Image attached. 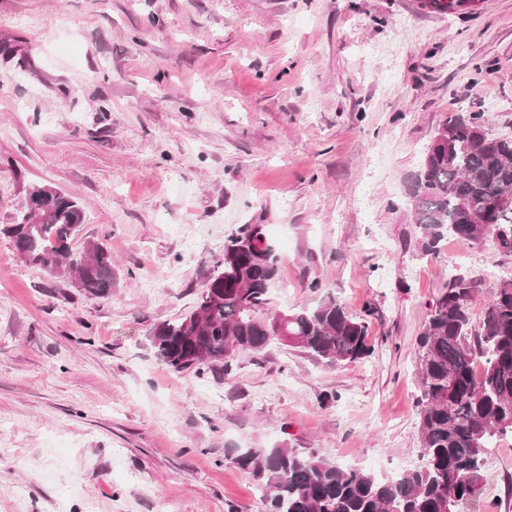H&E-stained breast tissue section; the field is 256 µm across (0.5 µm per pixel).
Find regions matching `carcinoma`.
Masks as SVG:
<instances>
[{
  "label": "carcinoma",
  "mask_w": 512,
  "mask_h": 512,
  "mask_svg": "<svg viewBox=\"0 0 512 512\" xmlns=\"http://www.w3.org/2000/svg\"><path fill=\"white\" fill-rule=\"evenodd\" d=\"M486 124L483 112L449 113L407 181L426 255L448 237L471 244L487 234L498 252L512 256V204L499 202L512 190V138L491 135ZM26 194L35 199L34 212L22 209L0 228L18 255L51 275L76 277L85 293L110 294L109 248L101 241L72 246L85 221L81 202L47 185H31ZM264 238L262 224L227 237L226 259L204 284V315L191 310L152 328L159 361L198 376L218 366L227 371V347L259 354L285 334L286 346L327 365L369 355L368 324L332 295L313 307L256 317L278 274L277 255ZM484 287L482 279L457 273L428 303L415 371L422 466L384 478L285 444L235 449L227 462L263 484L270 512H476L489 494L483 455L494 439L512 437V280L491 288L475 323L471 304Z\"/></svg>",
  "instance_id": "obj_1"
}]
</instances>
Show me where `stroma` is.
Segmentation results:
<instances>
[{"label":"stroma","instance_id":"stroma-1","mask_svg":"<svg viewBox=\"0 0 512 512\" xmlns=\"http://www.w3.org/2000/svg\"><path fill=\"white\" fill-rule=\"evenodd\" d=\"M459 109L512 137V0H0V225L52 186L113 259L95 297L0 235V512H269L226 456L283 442L415 465L428 303L458 270L512 279L489 241L423 255L404 203ZM245 224L276 248L269 310L332 293L369 357L274 341L199 377L157 360L151 328L193 308ZM482 474L506 512L512 438ZM484 0H424L423 4L433 10L454 13L459 9H467L471 12L478 11Z\"/></svg>","mask_w":512,"mask_h":512}]
</instances>
